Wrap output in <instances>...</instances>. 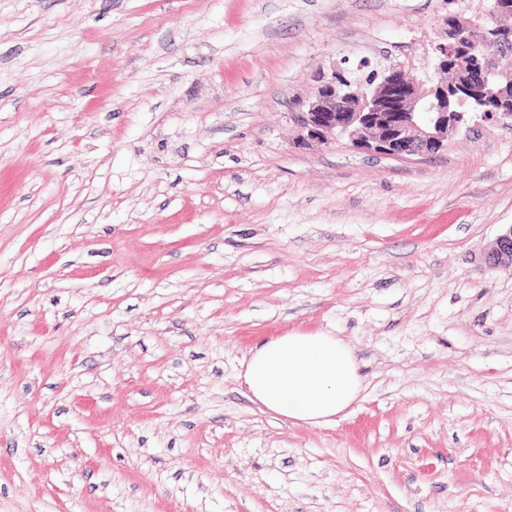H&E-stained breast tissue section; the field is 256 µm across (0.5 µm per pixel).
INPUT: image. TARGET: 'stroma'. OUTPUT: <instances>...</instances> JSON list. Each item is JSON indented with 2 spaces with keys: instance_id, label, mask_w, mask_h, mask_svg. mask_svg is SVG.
Returning a JSON list of instances; mask_svg holds the SVG:
<instances>
[{
  "instance_id": "obj_1",
  "label": "stroma",
  "mask_w": 512,
  "mask_h": 512,
  "mask_svg": "<svg viewBox=\"0 0 512 512\" xmlns=\"http://www.w3.org/2000/svg\"><path fill=\"white\" fill-rule=\"evenodd\" d=\"M487 0H0V512H512V122L304 141L320 73ZM291 330L364 389L249 399ZM484 260L490 267L512 272V226L495 239ZM243 365L251 401L295 424L328 422L363 390L352 349L324 331L275 336L254 349Z\"/></svg>"
}]
</instances>
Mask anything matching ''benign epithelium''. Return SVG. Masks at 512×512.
Returning a JSON list of instances; mask_svg holds the SVG:
<instances>
[{"label":"benign epithelium","instance_id":"1","mask_svg":"<svg viewBox=\"0 0 512 512\" xmlns=\"http://www.w3.org/2000/svg\"><path fill=\"white\" fill-rule=\"evenodd\" d=\"M445 24L444 41L433 47V72L422 81L400 65L365 80L322 75L298 112L307 139L329 145L344 137L356 149L405 159L448 146L469 113L483 122L512 119V70L500 65L512 54V0H493L485 16ZM487 44L495 47L488 57L479 50ZM484 260L512 271V226Z\"/></svg>","mask_w":512,"mask_h":512}]
</instances>
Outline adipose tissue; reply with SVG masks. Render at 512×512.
Returning <instances> with one entry per match:
<instances>
[{
    "mask_svg": "<svg viewBox=\"0 0 512 512\" xmlns=\"http://www.w3.org/2000/svg\"><path fill=\"white\" fill-rule=\"evenodd\" d=\"M243 379L261 410L312 426L341 414L363 390L352 349L324 331L271 338L246 359Z\"/></svg>",
    "mask_w": 512,
    "mask_h": 512,
    "instance_id": "obj_1",
    "label": "adipose tissue"
}]
</instances>
